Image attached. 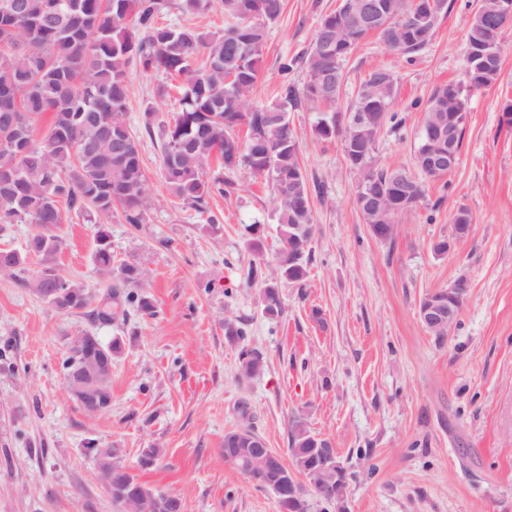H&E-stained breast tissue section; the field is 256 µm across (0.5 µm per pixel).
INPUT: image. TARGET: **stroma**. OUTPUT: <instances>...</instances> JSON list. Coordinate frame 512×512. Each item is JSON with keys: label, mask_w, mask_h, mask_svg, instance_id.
I'll return each mask as SVG.
<instances>
[{"label": "stroma", "mask_w": 512, "mask_h": 512, "mask_svg": "<svg viewBox=\"0 0 512 512\" xmlns=\"http://www.w3.org/2000/svg\"><path fill=\"white\" fill-rule=\"evenodd\" d=\"M338 0H284L266 27L255 103L276 98L282 62L309 46L321 15ZM480 0H452L431 43L413 60L366 38L345 63L336 105L346 112L368 73L398 77L393 109L402 127L385 126L378 166L415 172V102L438 87L466 84L464 60ZM127 123L138 138L152 206L139 227L121 210L101 220L68 212L59 229V271L88 292L103 289L93 260L105 226L115 263H138L157 313L92 327L61 312L22 282L43 268L30 257L22 278L0 274V512H121L106 490L91 444L124 449L137 466L142 449L160 447L139 469L153 490L175 494L184 512H280L276 496L224 463V435L251 428L287 455L292 417L329 440L350 475L348 512H512V26L501 41V75L469 92L461 159L428 182L424 201L402 216L394 240L375 238L355 204L356 178L340 140H320L319 114L290 112L309 182L314 260L304 287L282 285V312L267 318L249 265L271 267L279 248L268 234L262 254L247 247L248 225H274L264 177L242 168L234 190L212 193L204 210L171 199L163 183L158 137L145 131L171 119L177 104L159 99V76L127 70ZM472 233L439 256L432 244L452 235L458 208ZM465 278L468 292L445 339L421 323L423 296ZM243 321L247 344L265 369L238 375V353L224 321ZM95 329L124 338L112 363V406L95 416L69 398L62 356L73 336Z\"/></svg>", "instance_id": "1"}]
</instances>
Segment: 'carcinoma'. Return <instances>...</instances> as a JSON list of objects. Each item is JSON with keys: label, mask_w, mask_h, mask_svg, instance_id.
Instances as JSON below:
<instances>
[{"label": "carcinoma", "mask_w": 512, "mask_h": 512, "mask_svg": "<svg viewBox=\"0 0 512 512\" xmlns=\"http://www.w3.org/2000/svg\"><path fill=\"white\" fill-rule=\"evenodd\" d=\"M385 5L370 29L358 26L356 15L365 0H340L335 10L322 15L315 36L295 63L306 72L299 86L280 82L278 97L268 105L251 101L260 76L266 45V25L276 21L283 0H222L224 30L205 32L196 27L172 28L158 23L161 0H0V224H34L39 228L22 251L0 249V272L18 276L28 255L44 261L41 273L27 286L38 296L52 289L54 307L61 312L83 311L98 325L126 321L130 311L153 316L156 306L145 291L146 270L135 263L112 264V246L103 227L97 231L94 260L105 293L97 305L86 301L88 292L69 277L58 274L56 258L63 239L58 234L64 211L92 210L103 218L119 208L125 223H143L152 203L137 139L126 122L129 96L127 67L136 61L146 71L162 74L177 84L156 87L160 98L178 91V110L159 127L163 149L164 181L175 200L201 211L214 191L230 193L232 174L244 166L264 175L276 200V232L280 248L272 275L256 265L246 279L264 280L259 293L262 311L270 318L282 313L280 285L302 284L313 261L310 243L297 226L313 223L308 207L311 189L300 164L295 128L279 122V114L304 105L321 107L325 114L313 133L322 140L341 139L343 150L355 140L363 151L347 159L357 178L356 196L368 192L392 193L397 179L416 187L414 204L425 198L422 182L405 170L377 166L373 151L386 122L402 124L391 111L397 78L385 69L372 71L361 83L355 101L341 116L336 113L344 83V62L369 35L375 34L390 51L414 54L426 48L443 16L448 0H380ZM494 0H483L475 12L468 42L500 47L503 30L494 14ZM132 23H127V20ZM333 72L335 88L313 92V84ZM422 119L415 150V166L431 147L436 125H451L457 149H462L466 123L461 87L435 90L421 108ZM50 114L46 132L35 134L37 122ZM247 129L246 141L238 130ZM219 159L224 176L205 178L204 165ZM372 235L391 241L404 212L361 211ZM265 228L253 224L248 248L264 246ZM466 294L448 296L438 288L420 301L442 300L460 312ZM230 346L238 350V371L250 379L264 369L260 352L245 344L246 330L237 320L224 326ZM93 343L110 359L121 355L123 339ZM320 438L302 416L290 421V470L313 484L307 502L296 512H312L322 504L346 512L348 474L338 465L334 488L321 472L316 452Z\"/></svg>", "instance_id": "carcinoma-1"}]
</instances>
